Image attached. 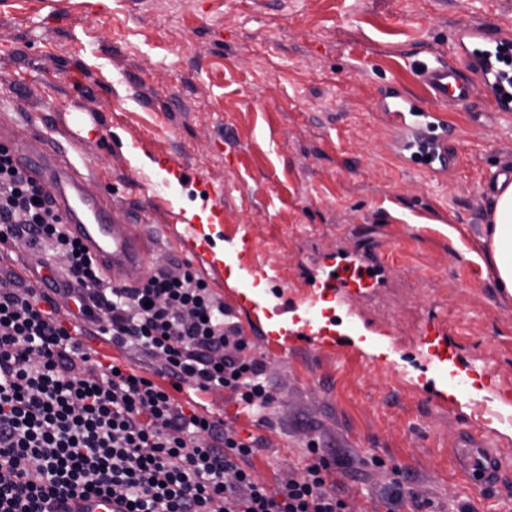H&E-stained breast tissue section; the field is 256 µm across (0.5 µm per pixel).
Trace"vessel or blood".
Here are the masks:
<instances>
[{
	"label": "vessel or blood",
	"mask_w": 512,
	"mask_h": 512,
	"mask_svg": "<svg viewBox=\"0 0 512 512\" xmlns=\"http://www.w3.org/2000/svg\"><path fill=\"white\" fill-rule=\"evenodd\" d=\"M459 44L471 46L481 78L490 90L492 109L512 112V90L502 82V62L512 55V43L497 40L490 26H466L455 33ZM430 93L429 108L396 86L384 90L385 122L397 130L398 152L408 153L409 164L433 175L456 158L450 142L455 129L443 107L453 101L468 104L470 82L450 61L425 64L419 70ZM15 162L44 186L62 214L70 233L82 241L113 284L133 288L146 277L150 242L131 224H114L101 199L88 194L78 171L49 145L45 136L36 141L12 140ZM382 256L354 255L339 258L333 274L314 278L315 289L344 295L369 293L381 287ZM454 458L469 489L482 491L496 485L505 465L492 450L483 431L467 427L454 444ZM65 512H118L111 498L90 495L69 500Z\"/></svg>",
	"instance_id": "b4317fda"
}]
</instances>
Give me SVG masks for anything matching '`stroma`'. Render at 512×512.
<instances>
[{"instance_id":"stroma-1","label":"stroma","mask_w":512,"mask_h":512,"mask_svg":"<svg viewBox=\"0 0 512 512\" xmlns=\"http://www.w3.org/2000/svg\"><path fill=\"white\" fill-rule=\"evenodd\" d=\"M485 20L512 40V0H0V121L47 135L113 223L140 226L149 271L189 262L231 310L271 406L224 389L172 397L255 439L268 487L316 441L342 466L349 512H409L385 504L399 471L438 512H512V479L474 494L452 456L476 424L512 466V297L475 258L488 183L512 170V114L487 111L473 82L472 110L447 108L458 160L431 177L395 161L378 109L388 84L427 100L417 61L457 57L456 29ZM191 210L208 213L210 246L187 255ZM365 237L394 247L383 288L314 295L311 274ZM312 306L336 346L269 332ZM431 317L456 365L494 379L436 383L420 336ZM87 329L97 359L159 369Z\"/></svg>"}]
</instances>
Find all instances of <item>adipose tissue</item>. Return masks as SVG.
<instances>
[{
    "mask_svg": "<svg viewBox=\"0 0 512 512\" xmlns=\"http://www.w3.org/2000/svg\"><path fill=\"white\" fill-rule=\"evenodd\" d=\"M484 260L497 288L512 296V182L499 181L492 196Z\"/></svg>",
    "mask_w": 512,
    "mask_h": 512,
    "instance_id": "obj_1",
    "label": "adipose tissue"
}]
</instances>
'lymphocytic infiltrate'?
<instances>
[{
  "label": "lymphocytic infiltrate",
  "instance_id": "f902f5d3",
  "mask_svg": "<svg viewBox=\"0 0 512 512\" xmlns=\"http://www.w3.org/2000/svg\"><path fill=\"white\" fill-rule=\"evenodd\" d=\"M18 242L65 258L75 308L60 316L20 273L0 278V512H48L89 494L125 512H346L336 460L318 446L272 492L252 471L254 442L175 404L170 390L184 385L231 390L249 407L273 402L261 361L206 281L184 262L134 288L112 285L0 145V245ZM85 319L159 359L168 385L94 358Z\"/></svg>",
  "mask_w": 512,
  "mask_h": 512
}]
</instances>
